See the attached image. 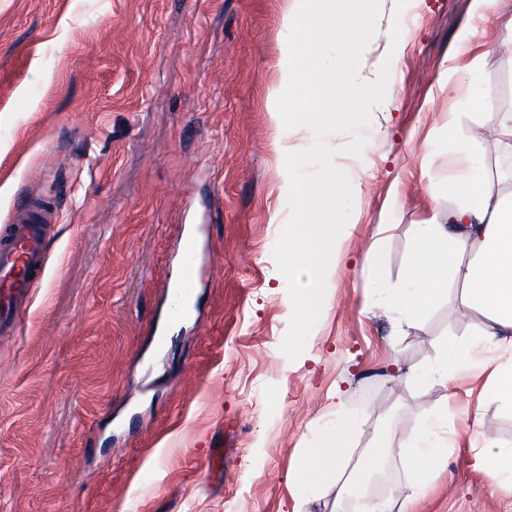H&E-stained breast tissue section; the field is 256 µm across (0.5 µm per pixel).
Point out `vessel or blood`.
Listing matches in <instances>:
<instances>
[{
	"instance_id": "vessel-or-blood-1",
	"label": "vessel or blood",
	"mask_w": 512,
	"mask_h": 512,
	"mask_svg": "<svg viewBox=\"0 0 512 512\" xmlns=\"http://www.w3.org/2000/svg\"><path fill=\"white\" fill-rule=\"evenodd\" d=\"M49 239L47 220L35 204L14 208L8 224L0 226L1 335H14L35 288L41 285L47 269ZM181 253L180 285L168 291V320L173 324L183 320L202 276L194 237L183 239Z\"/></svg>"
}]
</instances>
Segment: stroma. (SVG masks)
Returning <instances> with one entry per match:
<instances>
[{
  "mask_svg": "<svg viewBox=\"0 0 512 512\" xmlns=\"http://www.w3.org/2000/svg\"><path fill=\"white\" fill-rule=\"evenodd\" d=\"M286 0H0V225L13 202L58 214L45 279L16 335L0 338V512H351L349 496L295 475L337 417L356 454L405 447L448 409L451 449L407 507L512 512L484 440L512 446V408L484 397L491 368L422 388L399 368L432 367L459 323L451 284L413 324L370 308V264L401 279L415 225L439 194L460 94L452 51L472 27L469 71L486 104L463 115L489 175L512 191V152L490 136L512 117V56L474 0H396L378 13L357 71L390 77L355 135L331 134L356 207L325 277L303 352L280 344L287 284L273 249L290 216L284 157L312 128L272 121L289 32ZM411 37L393 45L390 11ZM199 238L191 311L168 324L183 236ZM457 402L446 405L448 395Z\"/></svg>",
  "mask_w": 512,
  "mask_h": 512,
  "instance_id": "35a3bbf8",
  "label": "stroma"
}]
</instances>
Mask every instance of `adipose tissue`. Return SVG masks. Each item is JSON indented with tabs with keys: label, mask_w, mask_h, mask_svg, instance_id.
Here are the masks:
<instances>
[{
	"label": "adipose tissue",
	"mask_w": 512,
	"mask_h": 512,
	"mask_svg": "<svg viewBox=\"0 0 512 512\" xmlns=\"http://www.w3.org/2000/svg\"><path fill=\"white\" fill-rule=\"evenodd\" d=\"M448 139L461 146V162L446 185L452 206L442 221L416 225L414 246L398 286H388L380 275L370 273L369 296L374 307L412 322L446 293L449 281L460 282L466 307L480 311L491 323L486 338L447 342L435 366L409 369L404 376L420 383L445 382L467 367L475 352L492 347L509 359L495 363L487 394L512 407V195L502 194L488 179L482 142L467 138L453 122ZM447 422V409H440L406 449L410 477L401 494L403 502H410L426 485L447 453L448 439L433 432ZM350 429V424H342L324 447L304 456L297 471L301 486L331 488V476L340 472L349 454Z\"/></svg>",
	"instance_id": "obj_1"
}]
</instances>
